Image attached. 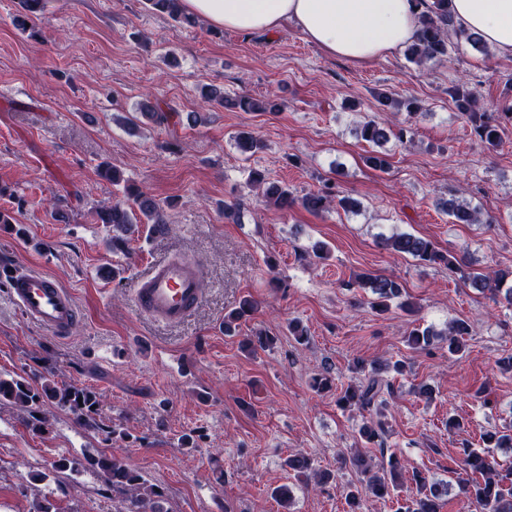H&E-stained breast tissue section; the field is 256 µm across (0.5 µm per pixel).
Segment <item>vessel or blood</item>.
I'll list each match as a JSON object with an SVG mask.
<instances>
[{
  "label": "vessel or blood",
  "instance_id": "vessel-or-blood-1",
  "mask_svg": "<svg viewBox=\"0 0 512 512\" xmlns=\"http://www.w3.org/2000/svg\"><path fill=\"white\" fill-rule=\"evenodd\" d=\"M0 279L29 321L55 337L69 335L79 309L68 288L32 269H5L0 271ZM201 297L198 266L178 258L152 265L133 290V302L141 314L168 324L187 319Z\"/></svg>",
  "mask_w": 512,
  "mask_h": 512
}]
</instances>
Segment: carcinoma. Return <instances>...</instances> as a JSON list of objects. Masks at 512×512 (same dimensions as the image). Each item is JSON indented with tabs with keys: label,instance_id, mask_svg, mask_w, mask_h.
<instances>
[{
	"label": "carcinoma",
	"instance_id": "obj_1",
	"mask_svg": "<svg viewBox=\"0 0 512 512\" xmlns=\"http://www.w3.org/2000/svg\"><path fill=\"white\" fill-rule=\"evenodd\" d=\"M150 11L166 15L174 22L191 26L194 20L184 15L179 8V0H146ZM424 10L420 16V30L417 40L408 48V59L417 66H423L431 61L448 57L450 49L466 41L473 47L482 45V38L469 32L454 22L451 12V0H420ZM208 99L221 105L228 103L243 112H276L280 105L270 100L241 96L234 102L224 96V91L211 87L207 92ZM380 104L395 109L406 110L409 115H416L421 109L419 101L409 98L404 101L394 99L386 94L379 95ZM452 101L458 112L466 116L472 124V130L477 139L488 147H495L501 141L502 125L500 117L492 112L482 111L477 106V98L465 84L458 85L452 93ZM142 116L156 125H178L183 120L195 121V114L182 116L180 112L167 111L147 102L142 105ZM404 130L397 132L369 119L360 124L358 137L374 146L376 150L365 156V162L374 170L384 171L389 165V154L379 151L391 138L403 139ZM239 148L245 152L255 153L264 147L263 141L248 132L238 134ZM248 183L261 190L264 197L276 204L286 207L291 194L288 188L271 181L260 171L249 173ZM125 196L137 206L138 213L128 210L126 203L117 201L100 214L104 224L112 225L113 229L126 236L132 232V224L137 222V216L144 217L143 223L152 225V230L162 234L168 229L166 210L144 192L132 187H124ZM303 206L313 212H320L336 205L346 211H356L360 203L336 193L331 185L324 186L316 193L307 195L302 200ZM442 211L448 215L453 224H492L494 218L482 213L481 209L467 202L458 201L455 196L441 202ZM378 245L396 254L409 256L422 264L443 266L449 272L459 275L460 281L480 292H488L493 299H500L512 306V270L489 269L486 272H466L465 258L438 249L435 244L424 237L411 233H393L382 235ZM356 283L371 289L374 298L369 302L377 313H384L392 304L412 313L414 308L408 301L402 299V288L393 279L371 272L356 277ZM255 310L252 299H241L238 306L224 317V333H236L237 321L250 315ZM444 335L448 336V354L457 355L465 349L466 336L470 335V325L457 320L448 326ZM438 333L425 327H415L408 332V344L418 350L430 347ZM352 370L362 375L359 382L349 384L340 389L337 405L342 409L355 408L360 413L368 414V418L358 430L360 440L372 448L387 447L389 428L384 420V411L389 400L393 399L396 389L393 381L381 375L382 368L372 364L365 365L361 361L354 362ZM42 399H46L60 408L75 413L85 427L97 429L96 419L99 398L87 387H76L55 380V374H50L42 386V392H35L23 378H0V405H12L21 410L29 411ZM499 448H512V422L505 430L488 431L482 438V446L472 448L464 446L461 469L456 473L454 481L428 482L420 473L412 475L415 493L400 499L402 492L403 465L400 458L392 453L385 465L368 477L367 487L360 490L349 487L345 498L348 512H364L363 493H370L374 498L384 502H400L396 512H442L446 497L452 485H457L459 494L474 503L479 512H512V467L506 470L497 468L495 451ZM105 483L112 491L121 495L117 512H170L165 507L163 493L147 483L141 473L120 459L105 454L94 460ZM288 468L297 478L314 481L321 486L332 480L329 472H318L313 466V459L307 454L297 453L288 457Z\"/></svg>",
	"mask_w": 512,
	"mask_h": 512
}]
</instances>
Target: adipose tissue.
<instances>
[{
  "instance_id": "ef3b65f1",
  "label": "adipose tissue",
  "mask_w": 512,
  "mask_h": 512,
  "mask_svg": "<svg viewBox=\"0 0 512 512\" xmlns=\"http://www.w3.org/2000/svg\"><path fill=\"white\" fill-rule=\"evenodd\" d=\"M184 13L212 27L275 32L293 24L326 54L370 63L412 42L417 0H181ZM455 23L512 58V0H452Z\"/></svg>"
}]
</instances>
